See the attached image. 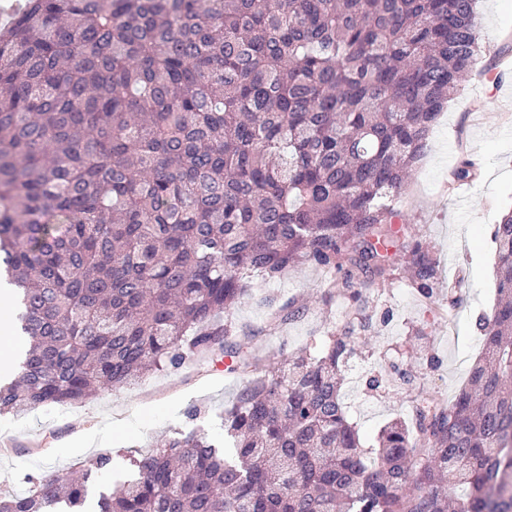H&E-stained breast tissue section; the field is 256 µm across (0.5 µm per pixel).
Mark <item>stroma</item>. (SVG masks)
Instances as JSON below:
<instances>
[{
	"mask_svg": "<svg viewBox=\"0 0 512 512\" xmlns=\"http://www.w3.org/2000/svg\"><path fill=\"white\" fill-rule=\"evenodd\" d=\"M481 67L493 65L495 80L479 72L449 100L429 138V151L414 171L401 207L402 234L432 250L439 265L435 316L404 278L380 291L369 307L389 322L363 339L346 370L343 388L349 415L359 434L373 440L390 420H411L414 392L452 401L479 357L478 315L496 303L492 232L501 214L512 209V0H477ZM480 166L479 176L457 189L448 179L461 154ZM467 202H460L459 192ZM328 275L312 265L289 270L280 281L254 279L253 291L274 294L280 303L306 300L303 315L273 327L269 312L254 298L242 300L236 318L251 336L258 358L317 352L328 331L349 318V296L336 292L324 300ZM463 287V301L452 305L450 290ZM401 361L417 375L414 392L392 384L374 391L365 381ZM243 385L224 362L144 377L120 389L104 388L74 404L67 413L40 407L21 415H0V495L26 490L24 477L87 468L108 453L112 462L90 489L91 495L115 487L130 472L129 453L155 446L176 430L195 428L210 438L224 436L221 415Z\"/></svg>",
	"mask_w": 512,
	"mask_h": 512,
	"instance_id": "stroma-1",
	"label": "stroma"
}]
</instances>
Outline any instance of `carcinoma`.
Returning a JSON list of instances; mask_svg holds the SVG:
<instances>
[{"instance_id":"1","label":"carcinoma","mask_w":512,"mask_h":512,"mask_svg":"<svg viewBox=\"0 0 512 512\" xmlns=\"http://www.w3.org/2000/svg\"><path fill=\"white\" fill-rule=\"evenodd\" d=\"M479 52L476 0H24L0 27V310L29 350L0 414L225 356L224 439L173 432L97 512H512V210L454 400L418 396L373 457L340 393L396 254L433 297L430 251H387L395 200ZM300 263L352 318L259 369L234 307ZM90 478L30 475L0 512H86Z\"/></svg>"}]
</instances>
